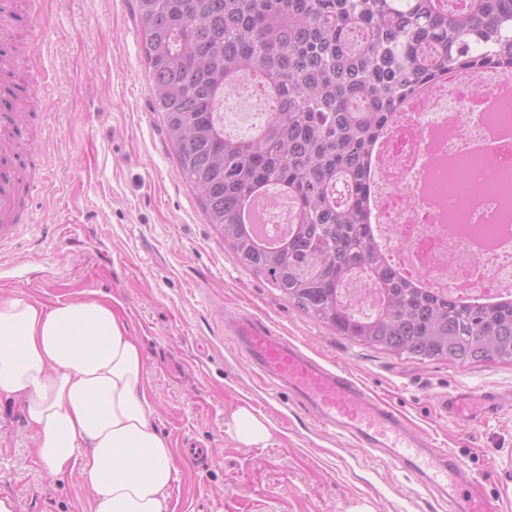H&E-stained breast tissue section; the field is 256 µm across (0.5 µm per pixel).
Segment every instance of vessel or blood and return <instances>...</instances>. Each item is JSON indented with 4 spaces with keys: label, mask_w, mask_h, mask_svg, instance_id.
Segmentation results:
<instances>
[{
    "label": "vessel or blood",
    "mask_w": 512,
    "mask_h": 512,
    "mask_svg": "<svg viewBox=\"0 0 512 512\" xmlns=\"http://www.w3.org/2000/svg\"><path fill=\"white\" fill-rule=\"evenodd\" d=\"M22 102L0 112V147L10 148L21 124ZM12 175L0 178V248L12 243L20 225L30 223L31 204L12 189ZM235 350L275 389L285 391L306 410L316 426L331 429L348 446L382 459L410 475L432 499L447 502L450 512H502V500L487 491L453 452L436 447L426 434L411 429L400 412L375 396L351 374L326 366L267 325L239 316L233 321ZM512 406L507 394L469 391L443 394L439 413L466 420Z\"/></svg>",
    "instance_id": "obj_1"
}]
</instances>
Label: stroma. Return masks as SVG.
Segmentation results:
<instances>
[{"label": "stroma", "mask_w": 512, "mask_h": 512, "mask_svg": "<svg viewBox=\"0 0 512 512\" xmlns=\"http://www.w3.org/2000/svg\"><path fill=\"white\" fill-rule=\"evenodd\" d=\"M34 3L16 70L37 92L19 146H43L32 173L40 192L19 243L0 250V295L104 299L121 311L144 349L155 424L178 452L173 512H348L376 474L385 483L376 512L413 494V482L382 460L340 456L304 409L231 354L235 311L352 374L454 451L512 512V410L468 422L442 418L436 403L457 390L512 391V365L401 358L338 336L288 303L236 260L180 175L154 109L136 0ZM241 404L268 420L266 447L226 432ZM188 441L207 460L181 456ZM34 448L20 406H0V489L19 512H90L78 476L50 479Z\"/></svg>", "instance_id": "1"}]
</instances>
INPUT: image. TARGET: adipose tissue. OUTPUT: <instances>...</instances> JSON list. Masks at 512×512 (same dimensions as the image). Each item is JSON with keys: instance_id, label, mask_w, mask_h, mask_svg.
<instances>
[{"instance_id": "obj_1", "label": "adipose tissue", "mask_w": 512, "mask_h": 512, "mask_svg": "<svg viewBox=\"0 0 512 512\" xmlns=\"http://www.w3.org/2000/svg\"><path fill=\"white\" fill-rule=\"evenodd\" d=\"M141 343L111 302L0 298V403H19L53 477L78 472L90 512H170L179 474L153 421ZM226 431L267 446V420L236 408Z\"/></svg>"}]
</instances>
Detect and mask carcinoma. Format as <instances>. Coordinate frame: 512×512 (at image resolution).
Instances as JSON below:
<instances>
[{
	"instance_id": "obj_1",
	"label": "carcinoma",
	"mask_w": 512,
	"mask_h": 512,
	"mask_svg": "<svg viewBox=\"0 0 512 512\" xmlns=\"http://www.w3.org/2000/svg\"><path fill=\"white\" fill-rule=\"evenodd\" d=\"M155 110L207 223L247 269L340 336L421 361L512 364V297L458 300L403 279L371 220L373 153L393 114L450 70H512V0H137ZM252 76L274 108L248 136L224 96ZM293 200L269 248L244 201ZM379 311L349 310L355 275Z\"/></svg>"
}]
</instances>
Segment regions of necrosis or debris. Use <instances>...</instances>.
I'll use <instances>...</instances> for the list:
<instances>
[{"mask_svg":"<svg viewBox=\"0 0 512 512\" xmlns=\"http://www.w3.org/2000/svg\"><path fill=\"white\" fill-rule=\"evenodd\" d=\"M270 109L248 77L224 97L241 122ZM490 115L512 126V78L438 83L382 138L375 232L401 275L437 294L512 295V242L498 244L512 225V136Z\"/></svg>","mask_w":512,"mask_h":512,"instance_id":"1","label":"necrosis or debris"}]
</instances>
